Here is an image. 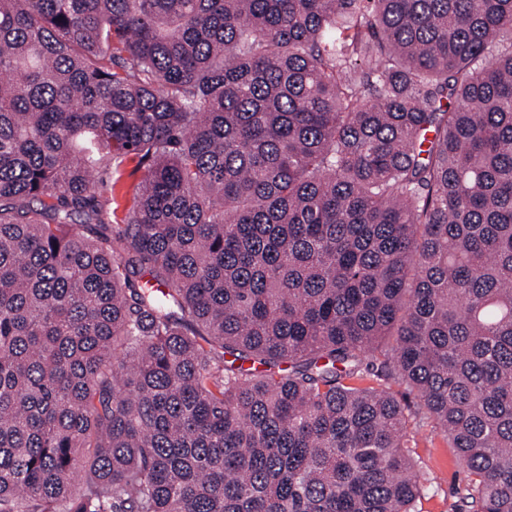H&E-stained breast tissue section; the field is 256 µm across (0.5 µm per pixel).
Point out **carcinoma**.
Here are the masks:
<instances>
[{
	"label": "carcinoma",
	"instance_id": "1",
	"mask_svg": "<svg viewBox=\"0 0 512 512\" xmlns=\"http://www.w3.org/2000/svg\"><path fill=\"white\" fill-rule=\"evenodd\" d=\"M411 422L512 512V0H0V512H423ZM133 166L134 164L128 163L121 167L123 176L116 189L121 203H127L128 206L131 204L135 189L141 180L140 172L132 174Z\"/></svg>",
	"mask_w": 512,
	"mask_h": 512
}]
</instances>
